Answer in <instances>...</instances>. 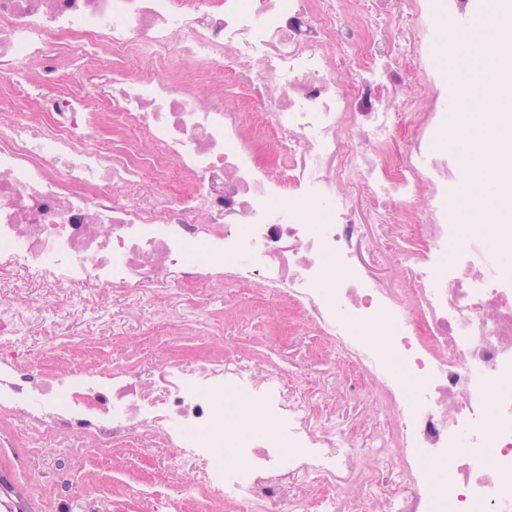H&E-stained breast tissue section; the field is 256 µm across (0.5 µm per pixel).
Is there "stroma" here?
<instances>
[{
    "label": "stroma",
    "instance_id": "obj_1",
    "mask_svg": "<svg viewBox=\"0 0 512 512\" xmlns=\"http://www.w3.org/2000/svg\"><path fill=\"white\" fill-rule=\"evenodd\" d=\"M185 283L172 274L148 293H116L104 300L87 298L83 288L67 283L60 293L83 300L84 308L68 323L75 338L64 360L97 358L106 366L160 372L167 363L193 367L209 359L227 368H242L260 385L269 371L281 374L286 397L317 408L347 403L350 426L358 433V464L338 479L350 494L361 493L381 464L372 443L389 419L378 384L350 388L344 361L319 345L318 338L295 312L279 300L265 298L256 286L213 282L202 286L203 298L184 302ZM25 417L0 415V505L9 512H71L79 494L97 493L103 512H237L234 502L208 489L193 476L190 501L178 499L170 469L174 451L157 429L144 430L118 446L83 449L75 455L26 439ZM44 474L30 479L32 469Z\"/></svg>",
    "mask_w": 512,
    "mask_h": 512
}]
</instances>
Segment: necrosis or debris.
<instances>
[{
	"mask_svg": "<svg viewBox=\"0 0 512 512\" xmlns=\"http://www.w3.org/2000/svg\"><path fill=\"white\" fill-rule=\"evenodd\" d=\"M363 0H0V88L35 109L0 125V259L39 281L84 282L97 294L149 292L172 273L188 286L213 279L260 284L333 341L393 406L377 455L398 454L364 492L326 488L313 503L292 495L295 476L350 467L346 428L309 424L305 402H284L280 379L246 388L241 373L172 366L142 373L72 362L32 372L23 317L44 320L52 351L65 350L76 301L19 295L0 305V411L27 416L44 442L76 431L102 443L160 425L175 472L197 460L238 512H512V263L495 274L470 256L473 239L512 250V223L473 224L461 235L455 204L478 195L473 158L512 183V150L493 140L449 158L448 108L416 111L448 83L444 51L467 0H417L419 50L403 70L400 20L376 27ZM367 40L328 54L347 13ZM96 58L88 91L69 90L68 64ZM152 57L155 71L140 68ZM173 59L228 76L232 93L201 101L161 76ZM38 75L26 81L30 62ZM108 107L154 152L114 150L94 133ZM195 179L181 205L154 210L117 200L145 173ZM363 185L369 222L398 251L390 288L357 258L365 225L347 186ZM208 221L194 224L190 212ZM415 211L417 222L399 223ZM403 493H394V486Z\"/></svg>",
	"mask_w": 512,
	"mask_h": 512,
	"instance_id": "4bbe7bcc",
	"label": "necrosis or debris"
}]
</instances>
